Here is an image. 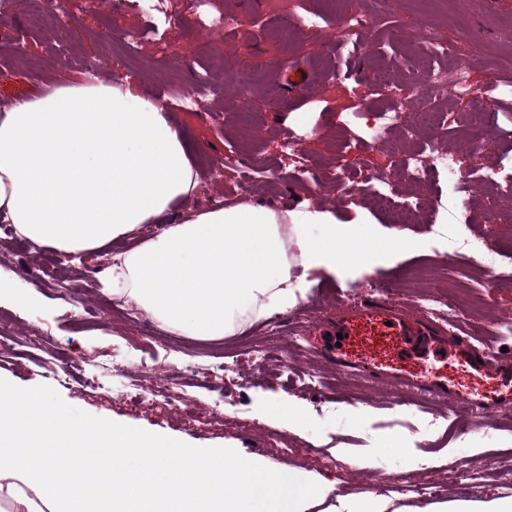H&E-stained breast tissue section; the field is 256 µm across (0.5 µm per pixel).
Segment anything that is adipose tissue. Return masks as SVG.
<instances>
[{
  "label": "adipose tissue",
  "instance_id": "ef3b65f1",
  "mask_svg": "<svg viewBox=\"0 0 512 512\" xmlns=\"http://www.w3.org/2000/svg\"><path fill=\"white\" fill-rule=\"evenodd\" d=\"M198 185L182 134L157 102L125 83L54 84L0 109V221L69 257L100 251L141 225L160 230L112 256L104 295L163 328L234 335L304 299L306 275L370 272L411 246L403 233L353 230L316 209L228 205L165 223ZM320 225L310 234L308 225ZM0 512H512V494L396 503L334 494L327 479L271 466L234 445L213 453L130 424L73 422L35 394L0 384ZM106 469L102 500L76 488Z\"/></svg>",
  "mask_w": 512,
  "mask_h": 512
}]
</instances>
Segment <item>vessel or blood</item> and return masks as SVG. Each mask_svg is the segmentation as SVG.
<instances>
[{
    "mask_svg": "<svg viewBox=\"0 0 512 512\" xmlns=\"http://www.w3.org/2000/svg\"><path fill=\"white\" fill-rule=\"evenodd\" d=\"M308 332L341 335V343L328 345L322 353L337 372H362L389 384L398 394L420 393L459 403L476 416L512 406V351H503L494 326H487L483 339L478 340L462 326L460 318L451 319L382 294L354 306L337 300L335 321L327 327H309ZM411 342L428 348L436 358L462 360L473 376L491 383V390L475 392L445 375L383 364V357Z\"/></svg>",
    "mask_w": 512,
    "mask_h": 512,
    "instance_id": "obj_1",
    "label": "vessel or blood"
}]
</instances>
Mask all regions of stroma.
I'll return each mask as SVG.
<instances>
[{"mask_svg":"<svg viewBox=\"0 0 512 512\" xmlns=\"http://www.w3.org/2000/svg\"><path fill=\"white\" fill-rule=\"evenodd\" d=\"M69 36L59 42L47 31L54 13L32 18L27 0H0V28L8 38L0 41V54L11 57L12 70L0 75V87L22 88L35 95L50 82L81 81L83 64L96 62L94 75L109 82L114 72L127 74V83L141 97L168 100L173 89L194 88L206 75L203 102L198 107L170 106L169 114L183 132L200 173L194 195L176 204L167 216L176 223L223 201L228 186L256 164L278 176L276 188L264 180L253 181L245 203H261L278 211H295L308 205L306 183L280 151L286 135L301 138V149L312 173L350 171L355 157L369 159L377 175L391 179L394 195L402 201L420 200L424 219L416 224L394 225L392 214L369 207L367 186L340 193L321 184L326 201L320 211L337 223L367 224L385 233L401 230L416 239L414 248L387 266L354 277L314 274L308 295L322 294L308 316L292 309L263 319L212 346L237 355L240 373L208 378L195 369L194 349L200 342L180 336L171 344L158 336L160 325L147 314L128 316L123 302L101 292L99 272L108 263L105 253H95L78 263L62 260L59 252L30 242H5L0 247V280L10 288L0 293V311L17 316L14 349L0 355V383L31 391L50 406L63 409L77 422L104 420L132 424L144 432L183 441L195 448L218 451L235 440L245 452L268 463L291 465L335 481L340 493L368 491L393 496L381 472L407 477L417 484L435 486V499L493 497L512 493V415L506 411L474 417L466 409L451 407L424 396L393 405L392 387L374 385L362 377L337 374L302 338L306 324H319L336 315V294L345 292L359 302L376 293L381 281H397L406 297L432 292L458 297L465 305L468 330L481 335L492 319L512 311V221L484 222V202L465 191L456 202L461 228L482 234L489 248L499 253L498 283H490L473 260H449L451 240L441 237L442 202L448 199L447 172L430 175L427 185H413L398 174L400 158L393 151H372L370 128L377 113L391 109V100L377 80L386 70L390 80L410 88L419 62L448 71L457 64L451 45L467 38V68L482 101L445 104L430 99L440 114L437 130L420 133V141L436 140L454 148L471 133L464 113L490 107L493 117L482 127L480 154L467 157V170L496 167L499 183L512 184V0H341L339 14L329 12L326 0H274L270 10L256 11L248 0H64ZM356 13L369 21L368 47L334 54L328 48L322 23H338L340 14ZM238 16L211 44L197 46L188 63L179 62L167 47L174 41L193 43L203 18ZM310 17L298 25V16ZM121 26L140 33L131 46L112 44L106 31ZM23 35L22 52L13 53V38ZM312 74L302 92L288 93L284 68ZM244 111L255 113L265 129L261 140L251 139L240 121ZM229 158L223 180H213L215 161ZM61 261L73 276L71 297H79L92 313L78 318L71 297L59 293V282L43 273L45 264ZM268 351L263 370H255L248 346ZM128 362L127 380L139 393L164 381L185 401L187 413L197 421L184 425L181 416L160 409H137L109 394L81 391L93 365L112 356ZM318 386H310L309 375ZM287 393L306 407L308 414L297 432L260 419L257 391ZM435 418L438 426L426 440L405 454L392 441L402 424ZM459 458L476 453L486 467L480 485L460 492L461 478L448 465L449 450ZM369 455L368 465L353 466V457Z\"/></svg>","mask_w":512,"mask_h":512,"instance_id":"1","label":"stroma"}]
</instances>
